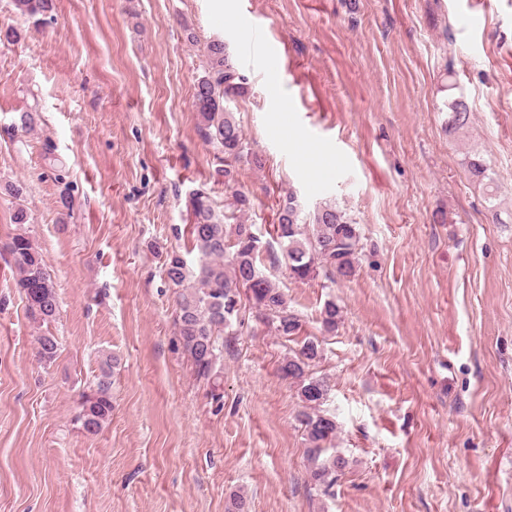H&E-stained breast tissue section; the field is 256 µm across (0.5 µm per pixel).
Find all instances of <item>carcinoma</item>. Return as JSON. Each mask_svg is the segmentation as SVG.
<instances>
[{"mask_svg":"<svg viewBox=\"0 0 512 512\" xmlns=\"http://www.w3.org/2000/svg\"><path fill=\"white\" fill-rule=\"evenodd\" d=\"M12 4L16 13L29 17L51 8L50 0H12ZM243 91V77L226 53L224 42L211 40L207 44L204 75L197 81L194 98L197 132L213 147L219 172L224 174V211L215 209L208 193H192L190 235L199 263L189 264L177 250L161 256V271L176 290L179 346L194 377L210 386L215 400L221 397L217 365L224 358V342L234 335V327L241 319V310L234 307L232 298L235 288L244 290L252 316L268 321L275 335L294 341L302 330L300 315L290 308L276 282L259 267L260 241L247 223L252 203L240 182L238 165L247 162L259 167L261 161L234 113L224 106V102ZM446 106L448 130L467 128L471 110L464 95L448 96ZM463 165L469 178L485 187L487 210L497 215L494 172L476 151L464 155ZM14 220L16 232L0 239V253L9 257L16 284L25 296L27 318L37 330V355L40 361L51 363L58 353L57 338L49 329L58 314L57 290L41 251L23 230L26 211L17 208ZM276 220V238L291 278L303 283L320 275L334 284L353 275L361 251L357 224L336 202L322 201L306 214L297 196L290 192L279 201ZM339 322L336 303L325 302L319 319L322 331L336 333ZM320 357L318 344L306 338L298 349L283 357L279 371L297 388L304 403L298 421L306 442L311 482L315 489L327 494L346 460L332 448L338 430L336 420L322 409L329 385L313 372ZM117 366L116 356L102 354L93 386L80 396L77 421L87 434L97 433L112 416V378Z\"/></svg>","mask_w":512,"mask_h":512,"instance_id":"1","label":"carcinoma"}]
</instances>
